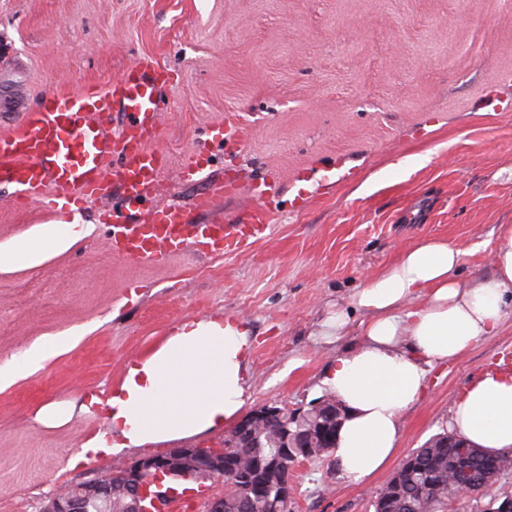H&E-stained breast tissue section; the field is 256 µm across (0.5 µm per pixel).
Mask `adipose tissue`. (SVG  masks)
<instances>
[{
  "label": "adipose tissue",
  "mask_w": 512,
  "mask_h": 512,
  "mask_svg": "<svg viewBox=\"0 0 512 512\" xmlns=\"http://www.w3.org/2000/svg\"><path fill=\"white\" fill-rule=\"evenodd\" d=\"M87 232L81 216L48 224L0 244V269L35 265L71 248ZM489 274L459 277L464 252L424 240L405 250L352 295L367 314L361 341L337 355L323 379L345 419L333 450L352 482L373 478L398 451L404 413L421 401L430 370L454 362L494 335L512 304V225L491 248ZM70 343L32 345L0 366V383L32 373ZM249 327L242 321L198 320L177 326L149 357L128 367L112 393L80 405L50 404L41 422L59 424L74 411L107 413L106 430L85 440L82 461L126 448L211 433L232 421L250 398ZM448 428L487 452L512 449V372L486 370L453 402Z\"/></svg>",
  "instance_id": "1"
}]
</instances>
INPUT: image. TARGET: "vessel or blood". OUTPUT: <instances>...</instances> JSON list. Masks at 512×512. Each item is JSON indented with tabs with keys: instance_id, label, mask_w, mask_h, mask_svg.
I'll return each instance as SVG.
<instances>
[{
	"instance_id": "obj_1",
	"label": "vessel or blood",
	"mask_w": 512,
	"mask_h": 512,
	"mask_svg": "<svg viewBox=\"0 0 512 512\" xmlns=\"http://www.w3.org/2000/svg\"><path fill=\"white\" fill-rule=\"evenodd\" d=\"M168 79V73L139 62L106 87L42 96L18 126L0 133V186L14 189L20 202L43 207L60 199H99L120 188L128 217L105 212L100 220L113 252L132 261L162 263L187 251L219 256L248 244L271 227V205L281 195L276 177L251 182L254 203L232 226L218 219L201 223L195 216L212 211L216 196H237L241 185L236 181L221 183L218 194H199L188 212L151 203L166 165L155 142L161 89ZM116 112L126 118L117 133L112 130ZM208 492L205 485L182 488L163 512H190Z\"/></svg>"
}]
</instances>
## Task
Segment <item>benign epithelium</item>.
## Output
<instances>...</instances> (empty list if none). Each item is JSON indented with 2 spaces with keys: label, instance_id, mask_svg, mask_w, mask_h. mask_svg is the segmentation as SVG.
<instances>
[{
  "label": "benign epithelium",
  "instance_id": "7a95c632",
  "mask_svg": "<svg viewBox=\"0 0 512 512\" xmlns=\"http://www.w3.org/2000/svg\"><path fill=\"white\" fill-rule=\"evenodd\" d=\"M283 410L266 405L261 410L247 413L224 438L222 448H172L162 455H150L137 459L134 467L115 473L112 478H97L77 487H66L51 497L42 512H112V499L116 489L125 498L122 512H161L166 502V480H185L192 477L185 461L196 458L210 464L207 479H220L225 490L239 480L237 472L224 468V454L232 441L252 432L267 418L280 415ZM292 495L280 493L267 496L256 505L258 512H289Z\"/></svg>",
  "mask_w": 512,
  "mask_h": 512
}]
</instances>
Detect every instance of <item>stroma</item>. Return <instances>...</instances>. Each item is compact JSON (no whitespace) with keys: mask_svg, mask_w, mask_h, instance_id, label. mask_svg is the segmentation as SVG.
<instances>
[{"mask_svg":"<svg viewBox=\"0 0 512 512\" xmlns=\"http://www.w3.org/2000/svg\"><path fill=\"white\" fill-rule=\"evenodd\" d=\"M135 62L170 73L156 142L169 163L158 205H190L232 179L283 184L267 237L221 256L187 252L154 265L116 256L99 216L125 214L120 195L81 203L89 227L38 265L0 271V365L33 343L73 344L37 371L0 386V512H41L60 488L88 481L165 443L71 464L106 423L96 410L47 427L37 412L119 384L132 355L152 353L185 321L244 320L251 328L248 409L308 407L326 396L324 371L358 343L365 312L352 293L416 242L465 249L463 279L487 273L483 242L512 224V0H0V74L12 79L16 126L39 96L107 85ZM237 114L245 148L224 129ZM202 152L206 177L184 178ZM355 168L350 182L305 173ZM308 198L292 201L299 187ZM0 187V244L53 223ZM350 315L345 336L323 320ZM512 353V307L494 336L431 370L404 414L399 450L354 483L334 456L291 471V512H374L409 454L445 429L472 376Z\"/></svg>","mask_w":512,"mask_h":512,"instance_id":"35a3bbf8","label":"stroma"}]
</instances>
